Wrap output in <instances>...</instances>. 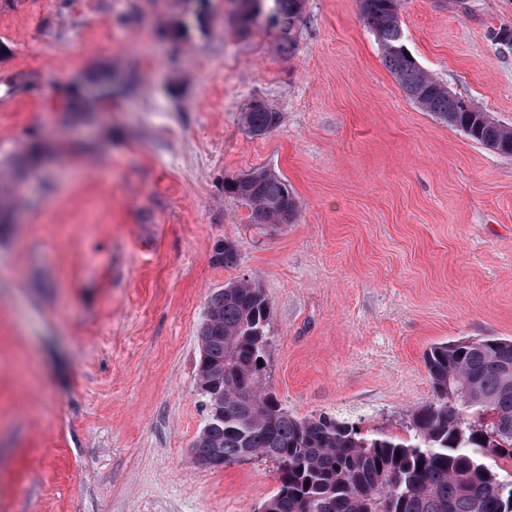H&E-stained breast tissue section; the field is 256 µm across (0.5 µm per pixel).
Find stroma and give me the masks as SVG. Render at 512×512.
I'll return each mask as SVG.
<instances>
[{"label": "stroma", "mask_w": 512, "mask_h": 512, "mask_svg": "<svg viewBox=\"0 0 512 512\" xmlns=\"http://www.w3.org/2000/svg\"><path fill=\"white\" fill-rule=\"evenodd\" d=\"M234 8L0 0V512H260L271 461L190 450L226 283L263 288L268 383L299 418L404 436L430 346L512 337V155L407 99L360 0H306L287 36L238 34ZM399 14L419 65L512 127V0ZM103 72L115 95L67 112ZM258 101L281 114L261 136L241 120ZM257 168L288 181L294 223L251 224L225 194ZM227 240L233 268L213 260Z\"/></svg>", "instance_id": "1"}]
</instances>
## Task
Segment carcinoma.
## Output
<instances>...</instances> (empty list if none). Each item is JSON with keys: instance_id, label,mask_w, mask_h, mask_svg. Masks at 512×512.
Masks as SVG:
<instances>
[{"instance_id": "carcinoma-1", "label": "carcinoma", "mask_w": 512, "mask_h": 512, "mask_svg": "<svg viewBox=\"0 0 512 512\" xmlns=\"http://www.w3.org/2000/svg\"><path fill=\"white\" fill-rule=\"evenodd\" d=\"M234 24L250 30L263 17L283 31L299 18L298 0H237ZM386 68L420 110L479 144L512 154V128L476 108L466 110L447 86L409 57L396 0H361ZM280 114L265 102L243 114L254 135ZM250 209L253 224H291L300 205L288 181L258 168L224 184ZM238 246L226 241L215 261L235 267ZM271 306L249 280L210 296L195 365L208 426L191 446L218 467L263 457L279 487L262 512H512V339L458 340L430 348L424 363L433 400L407 416V435L362 433L348 420L298 418L266 381Z\"/></svg>"}]
</instances>
